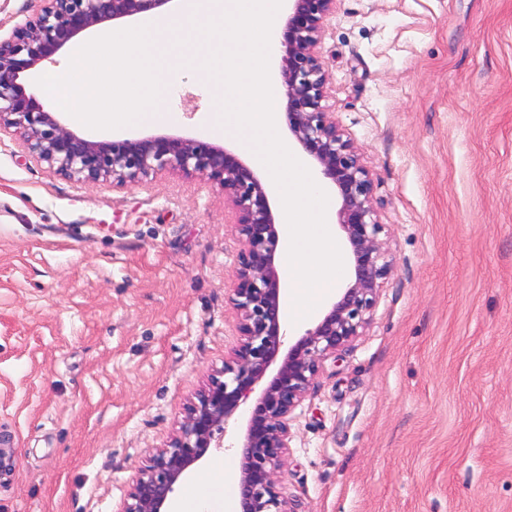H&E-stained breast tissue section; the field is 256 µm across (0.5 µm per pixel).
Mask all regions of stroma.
Listing matches in <instances>:
<instances>
[{"label": "stroma", "instance_id": "1", "mask_svg": "<svg viewBox=\"0 0 512 512\" xmlns=\"http://www.w3.org/2000/svg\"><path fill=\"white\" fill-rule=\"evenodd\" d=\"M331 109L394 269L297 408L300 512H512V0H337ZM168 97L200 137L220 94ZM0 134V512H119L235 341L238 243L202 179L84 185Z\"/></svg>", "mask_w": 512, "mask_h": 512}]
</instances>
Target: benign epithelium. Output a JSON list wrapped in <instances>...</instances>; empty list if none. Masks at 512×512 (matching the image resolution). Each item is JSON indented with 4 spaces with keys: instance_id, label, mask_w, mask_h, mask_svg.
<instances>
[{
    "instance_id": "benign-epithelium-1",
    "label": "benign epithelium",
    "mask_w": 512,
    "mask_h": 512,
    "mask_svg": "<svg viewBox=\"0 0 512 512\" xmlns=\"http://www.w3.org/2000/svg\"><path fill=\"white\" fill-rule=\"evenodd\" d=\"M39 10L0 39V130L24 136L25 155L78 183H145L163 173L201 178L224 196L239 244L228 304L236 313V343L224 365L186 403L179 429L154 449L139 470L121 512H169L176 487L198 466L236 416L246 428L239 459V512H298L280 474L293 439L295 411L329 359L361 335L393 270L387 225L373 206L374 179L327 104L329 76L319 52L336 0H287L278 76L284 88L289 137L313 162L318 178L340 199L339 227L354 275L325 314L287 352L281 314L278 255L282 223L268 184L233 150L174 135L92 141L66 128L20 82L78 34L134 17L171 0H39ZM282 362L254 402L256 387Z\"/></svg>"
}]
</instances>
